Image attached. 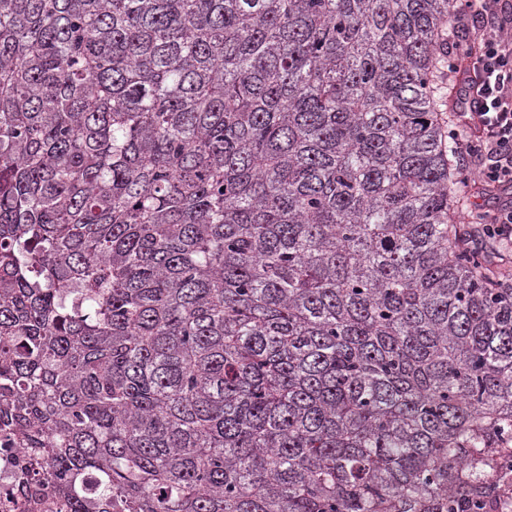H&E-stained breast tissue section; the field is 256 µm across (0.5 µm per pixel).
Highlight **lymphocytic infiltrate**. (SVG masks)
I'll return each mask as SVG.
<instances>
[{
  "label": "lymphocytic infiltrate",
  "mask_w": 512,
  "mask_h": 512,
  "mask_svg": "<svg viewBox=\"0 0 512 512\" xmlns=\"http://www.w3.org/2000/svg\"><path fill=\"white\" fill-rule=\"evenodd\" d=\"M453 27L455 49L465 50L480 73L482 106L460 113L450 137L464 170L512 192V13L503 0H461Z\"/></svg>",
  "instance_id": "f902f5d3"
}]
</instances>
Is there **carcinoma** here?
I'll return each instance as SVG.
<instances>
[{
  "instance_id": "cac0c4a2",
  "label": "carcinoma",
  "mask_w": 512,
  "mask_h": 512,
  "mask_svg": "<svg viewBox=\"0 0 512 512\" xmlns=\"http://www.w3.org/2000/svg\"><path fill=\"white\" fill-rule=\"evenodd\" d=\"M458 0H0V430L33 512H490L512 281L460 224Z\"/></svg>"
}]
</instances>
